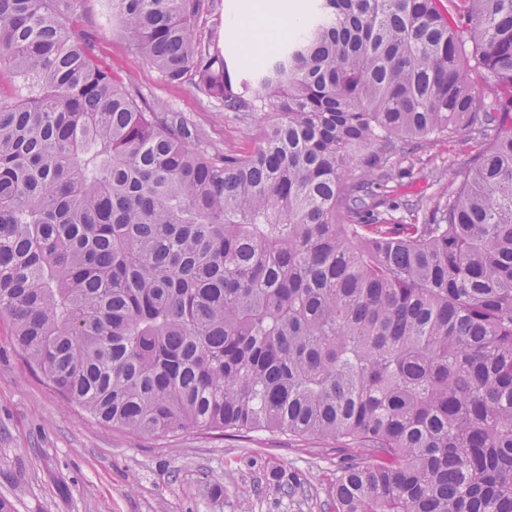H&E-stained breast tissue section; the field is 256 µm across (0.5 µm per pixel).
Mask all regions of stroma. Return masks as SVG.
Listing matches in <instances>:
<instances>
[{
	"instance_id": "35a3bbf8",
	"label": "stroma",
	"mask_w": 512,
	"mask_h": 512,
	"mask_svg": "<svg viewBox=\"0 0 512 512\" xmlns=\"http://www.w3.org/2000/svg\"><path fill=\"white\" fill-rule=\"evenodd\" d=\"M253 0H221L218 30L230 66L247 78L257 68L243 46L239 23ZM82 33L100 55L156 106L183 114L204 143L249 150L262 113L224 111L190 84L166 83L113 26L105 0H84ZM479 149L467 132L420 156L397 154L408 171L394 182L395 219L402 203L448 193L468 173ZM351 451L317 439L266 432L244 437L188 430L136 436L100 424L53 392L30 369L0 316V498L12 512H329L336 467ZM300 478L304 492L278 488L281 476Z\"/></svg>"
}]
</instances>
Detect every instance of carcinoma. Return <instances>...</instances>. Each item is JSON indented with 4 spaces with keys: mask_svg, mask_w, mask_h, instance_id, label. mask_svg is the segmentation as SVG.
Returning <instances> with one entry per match:
<instances>
[{
    "mask_svg": "<svg viewBox=\"0 0 512 512\" xmlns=\"http://www.w3.org/2000/svg\"><path fill=\"white\" fill-rule=\"evenodd\" d=\"M0 0V315L98 422L332 440L331 512H512V0H317L250 79L217 0H107L169 84L267 112L191 147L77 28ZM481 144L387 217L422 150Z\"/></svg>",
    "mask_w": 512,
    "mask_h": 512,
    "instance_id": "obj_1",
    "label": "carcinoma"
}]
</instances>
